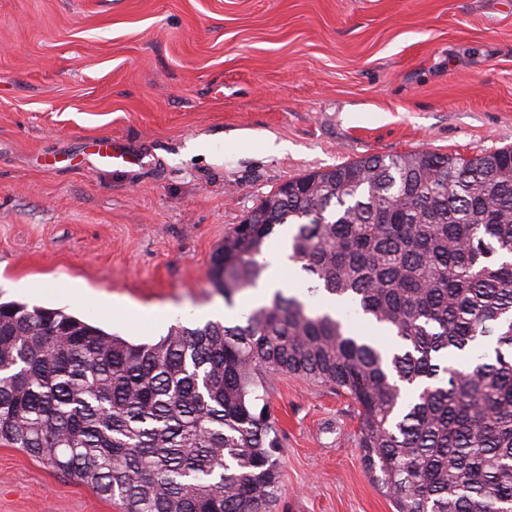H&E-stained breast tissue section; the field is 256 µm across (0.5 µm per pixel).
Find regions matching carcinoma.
<instances>
[{"mask_svg":"<svg viewBox=\"0 0 512 512\" xmlns=\"http://www.w3.org/2000/svg\"><path fill=\"white\" fill-rule=\"evenodd\" d=\"M266 195L212 257L232 304L279 230L307 293L134 344L59 309L0 303V443L124 512H269L283 450L271 377L357 407L365 471L397 512H512V148L369 155Z\"/></svg>","mask_w":512,"mask_h":512,"instance_id":"cac0c4a2","label":"carcinoma"}]
</instances>
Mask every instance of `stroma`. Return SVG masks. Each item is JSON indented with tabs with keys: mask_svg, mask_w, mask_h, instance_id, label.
Returning a JSON list of instances; mask_svg holds the SVG:
<instances>
[{
	"mask_svg": "<svg viewBox=\"0 0 512 512\" xmlns=\"http://www.w3.org/2000/svg\"><path fill=\"white\" fill-rule=\"evenodd\" d=\"M101 139L126 160L99 164ZM510 146L512 0H0V302L154 344L166 327L142 309L195 328L225 306L212 256L283 183ZM269 406L275 512H396L344 394L281 375ZM0 512L122 507L0 444Z\"/></svg>",
	"mask_w": 512,
	"mask_h": 512,
	"instance_id": "35a3bbf8",
	"label": "stroma"
}]
</instances>
